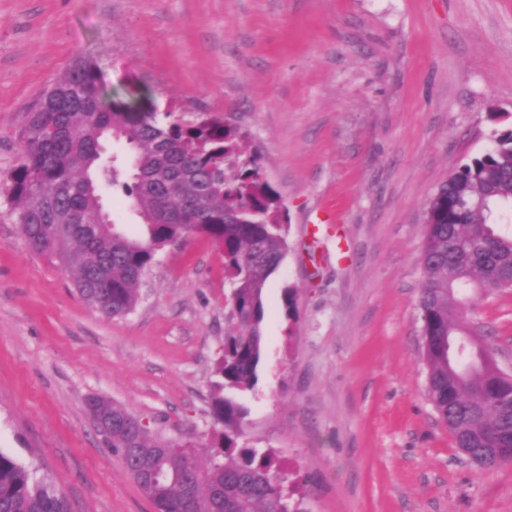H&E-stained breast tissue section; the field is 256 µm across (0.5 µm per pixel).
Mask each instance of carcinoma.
Returning a JSON list of instances; mask_svg holds the SVG:
<instances>
[{"instance_id":"obj_1","label":"carcinoma","mask_w":512,"mask_h":512,"mask_svg":"<svg viewBox=\"0 0 512 512\" xmlns=\"http://www.w3.org/2000/svg\"><path fill=\"white\" fill-rule=\"evenodd\" d=\"M164 117L146 97L113 98L95 62L79 57L25 114L5 193L30 247L74 273L80 297L107 317L135 309L164 249L191 235L215 246L231 288L230 329L209 402L224 433L206 465L116 403L96 400L93 410L112 419L111 448L157 512H305L271 454L234 453L247 414L235 395L258 381L264 289L288 253L279 196L236 129L217 119L186 122L171 109ZM108 191L123 196L138 233L79 220L101 210ZM506 202L511 129L432 196L418 298L428 399L454 444L497 448L491 459L501 464L512 462V374L489 364L461 320L457 293L512 288V228L490 222ZM0 512L70 510L53 481L0 452Z\"/></svg>"}]
</instances>
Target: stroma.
I'll use <instances>...</instances> for the list:
<instances>
[{"instance_id": "obj_1", "label": "stroma", "mask_w": 512, "mask_h": 512, "mask_svg": "<svg viewBox=\"0 0 512 512\" xmlns=\"http://www.w3.org/2000/svg\"><path fill=\"white\" fill-rule=\"evenodd\" d=\"M84 56L108 92L237 128L280 197L288 254L240 446L273 449L306 512H512V462L468 463L427 397L417 308L430 198L512 128V0H0V182L24 113ZM228 292L191 236L105 317L0 192V452L71 512H155L86 402L205 458ZM465 298L512 372V289Z\"/></svg>"}]
</instances>
